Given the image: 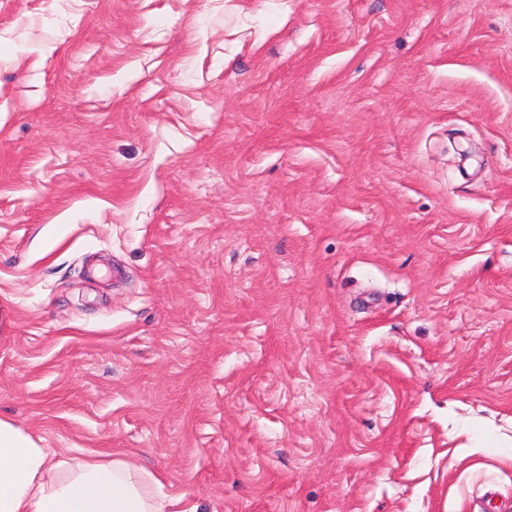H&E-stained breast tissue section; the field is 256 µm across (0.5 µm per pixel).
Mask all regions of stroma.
I'll return each mask as SVG.
<instances>
[{
    "instance_id": "1",
    "label": "stroma",
    "mask_w": 512,
    "mask_h": 512,
    "mask_svg": "<svg viewBox=\"0 0 512 512\" xmlns=\"http://www.w3.org/2000/svg\"><path fill=\"white\" fill-rule=\"evenodd\" d=\"M0 419L197 512H512V0H0Z\"/></svg>"
}]
</instances>
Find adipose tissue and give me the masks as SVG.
Masks as SVG:
<instances>
[{
  "label": "adipose tissue",
  "mask_w": 512,
  "mask_h": 512,
  "mask_svg": "<svg viewBox=\"0 0 512 512\" xmlns=\"http://www.w3.org/2000/svg\"><path fill=\"white\" fill-rule=\"evenodd\" d=\"M142 471L119 458L70 465L0 419V512H166Z\"/></svg>",
  "instance_id": "adipose-tissue-1"
}]
</instances>
